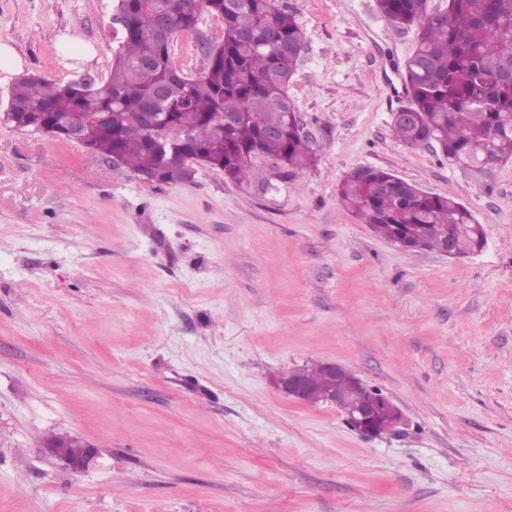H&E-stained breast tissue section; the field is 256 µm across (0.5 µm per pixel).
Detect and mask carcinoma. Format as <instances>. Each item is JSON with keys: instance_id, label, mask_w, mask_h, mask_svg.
Instances as JSON below:
<instances>
[{"instance_id": "1", "label": "carcinoma", "mask_w": 512, "mask_h": 512, "mask_svg": "<svg viewBox=\"0 0 512 512\" xmlns=\"http://www.w3.org/2000/svg\"><path fill=\"white\" fill-rule=\"evenodd\" d=\"M116 0L122 34L107 82L89 86L20 77L12 85L5 121L17 130L68 138L66 120L81 121L85 143L107 162L152 183L190 182L181 165L197 157L232 182L264 181L259 158L276 161L292 180L316 156L288 96L294 69L278 48L302 50L305 33L276 0H186L177 30L194 32L205 10L224 22V39L209 43L210 62L197 76L174 67L171 47L151 36L166 0ZM396 30L416 29L417 44L402 71L409 119L393 123L396 139L414 149L437 144L451 165L483 172L512 158V0H377ZM157 88L167 95L155 133L140 122ZM228 122L219 125L220 117ZM340 202L375 233L409 251L442 252L444 229L456 225L454 250L483 246L485 229L452 196L421 191L379 167H360L339 184ZM318 390L323 364L301 369Z\"/></svg>"}]
</instances>
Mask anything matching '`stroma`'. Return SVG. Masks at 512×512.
I'll use <instances>...</instances> for the list:
<instances>
[{"label":"stroma","instance_id":"stroma-1","mask_svg":"<svg viewBox=\"0 0 512 512\" xmlns=\"http://www.w3.org/2000/svg\"><path fill=\"white\" fill-rule=\"evenodd\" d=\"M305 32L288 86L317 154L295 182L198 168L159 185L0 123V512H512V160L473 178L393 133L416 30L376 0H280ZM113 0H0V41L58 83L112 67ZM201 13L174 66H206ZM71 41L91 59L70 57ZM380 167L465 204L459 259L410 252L337 197ZM333 361L398 406L367 438L289 399ZM98 450L85 472L51 436ZM298 374V370L289 371L279 379L277 386L288 397L298 402L311 403L317 393L313 386L306 379L300 378Z\"/></svg>","mask_w":512,"mask_h":512}]
</instances>
